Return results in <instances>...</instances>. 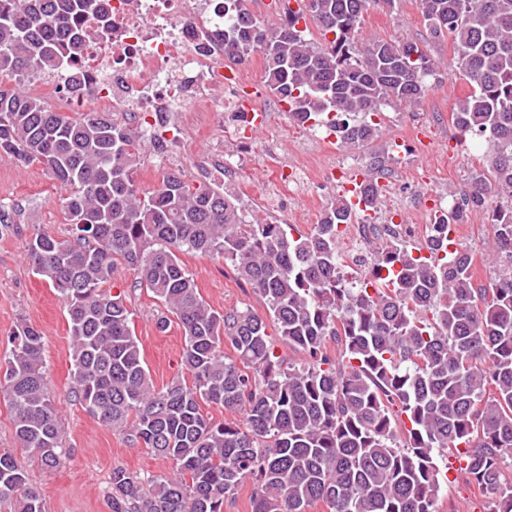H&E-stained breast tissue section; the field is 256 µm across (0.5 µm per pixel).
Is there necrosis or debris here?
Segmentation results:
<instances>
[{"label":"necrosis or debris","mask_w":512,"mask_h":512,"mask_svg":"<svg viewBox=\"0 0 512 512\" xmlns=\"http://www.w3.org/2000/svg\"><path fill=\"white\" fill-rule=\"evenodd\" d=\"M104 5L109 31L88 42L76 62L79 86L65 74H33L26 79L31 92L55 98L67 112L96 101L99 111L129 118L151 136L168 125L175 110L234 112L238 120L225 124L224 138L245 141L248 115L240 99L208 98L212 85H235L256 64L252 58L228 64L223 0H104ZM416 230L413 224L351 225L340 241L344 263L360 259L366 232L408 239Z\"/></svg>","instance_id":"4bbe7bcc"}]
</instances>
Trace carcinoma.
<instances>
[{"instance_id":"1","label":"carcinoma","mask_w":512,"mask_h":512,"mask_svg":"<svg viewBox=\"0 0 512 512\" xmlns=\"http://www.w3.org/2000/svg\"><path fill=\"white\" fill-rule=\"evenodd\" d=\"M436 38L453 44L450 68L468 85L452 110L460 134L488 145L486 172L454 209L425 225L427 254L401 240L365 239L367 267L341 268L339 240L356 212L335 198L306 231L251 219L221 183L176 174L137 182L146 132L106 112H56L22 90L21 74L71 73L83 43L104 34L99 0H0V157L40 163L61 189L70 237L27 242L33 273L51 282L69 317L73 397L126 442L168 460L145 482L112 470L111 512H224L245 481L253 512H437V463L512 512V0H418ZM395 0H299L269 24L247 0H224V44L242 63L259 53L264 78L298 125L340 129L338 142L380 136L369 120L421 101L436 63L414 42L358 38L368 12ZM98 18L101 25L84 24ZM313 21L319 37L299 25ZM382 161L361 193L381 206ZM479 212L509 255L487 282L466 248H451L450 221ZM223 259L259 295L266 315L219 312L202 298L180 255ZM125 266L165 307L164 330H184L182 368L153 386L124 291L102 285ZM338 354L328 355L329 343ZM283 345L302 361L276 353ZM42 332L20 320L0 355L24 455L0 449V503L45 512L24 457L57 467L59 411L47 388ZM232 419L215 422L201 403Z\"/></svg>"}]
</instances>
